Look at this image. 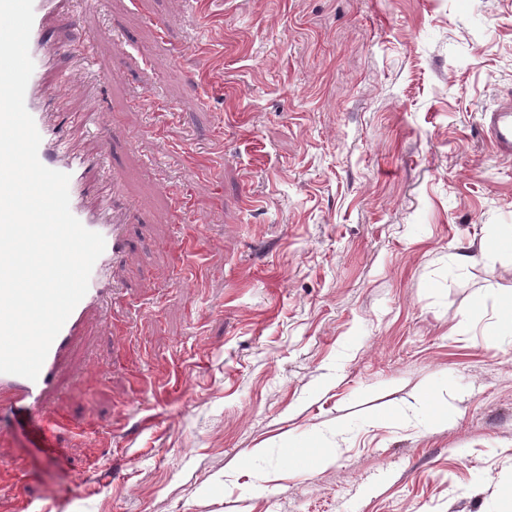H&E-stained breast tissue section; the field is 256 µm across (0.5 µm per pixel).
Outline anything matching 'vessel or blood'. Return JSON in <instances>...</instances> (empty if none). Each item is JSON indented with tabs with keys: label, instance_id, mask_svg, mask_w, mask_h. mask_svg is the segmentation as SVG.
<instances>
[{
	"label": "vessel or blood",
	"instance_id": "obj_1",
	"mask_svg": "<svg viewBox=\"0 0 512 512\" xmlns=\"http://www.w3.org/2000/svg\"><path fill=\"white\" fill-rule=\"evenodd\" d=\"M72 0H34V21L29 52L34 62L25 94V105L41 136L40 162L68 173L70 210L88 230L101 234L106 242L95 262L86 295L71 312L53 341L37 380L0 373V407L32 413L52 393L66 357L81 334L90 308L111 300L116 287L115 273L127 257L126 221L120 207L109 206L117 192L118 180L105 170L102 148L90 154L62 151L50 106L66 99L75 82L72 74L61 73L62 61L48 35V19L68 11ZM487 139L499 154L512 156V99L484 113Z\"/></svg>",
	"mask_w": 512,
	"mask_h": 512
}]
</instances>
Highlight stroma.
I'll list each match as a JSON object with an SVG mask.
<instances>
[{"instance_id":"stroma-1","label":"stroma","mask_w":512,"mask_h":512,"mask_svg":"<svg viewBox=\"0 0 512 512\" xmlns=\"http://www.w3.org/2000/svg\"><path fill=\"white\" fill-rule=\"evenodd\" d=\"M100 0L81 85L131 205L0 512H512V0ZM448 414L438 427L419 397ZM325 450L315 465L307 451ZM483 123L487 139L499 154L512 156V99L498 104L489 112H484Z\"/></svg>"}]
</instances>
